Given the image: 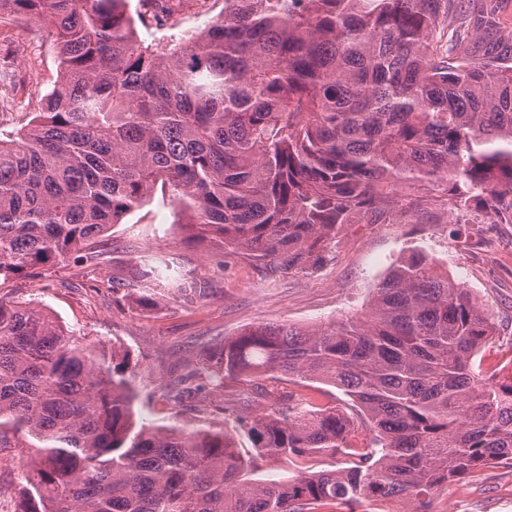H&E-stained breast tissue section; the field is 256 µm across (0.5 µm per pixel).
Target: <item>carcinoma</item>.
<instances>
[{
  "label": "carcinoma",
  "mask_w": 512,
  "mask_h": 512,
  "mask_svg": "<svg viewBox=\"0 0 512 512\" xmlns=\"http://www.w3.org/2000/svg\"><path fill=\"white\" fill-rule=\"evenodd\" d=\"M508 0H224L188 37L146 44L128 0H0L48 24L58 81L0 138V277L99 263L98 243L159 188L207 238L269 272L322 265L346 224L410 209L512 224ZM137 307L201 301L194 278L135 267ZM490 315L416 250L365 317L258 323L202 353L166 393L242 382L236 427L150 425L135 365L44 305L0 296V448H30L16 512H354L512 469V374L477 365ZM311 381L343 407L287 390ZM244 433L255 454L243 457ZM339 458L278 483L260 460Z\"/></svg>",
  "instance_id": "1"
}]
</instances>
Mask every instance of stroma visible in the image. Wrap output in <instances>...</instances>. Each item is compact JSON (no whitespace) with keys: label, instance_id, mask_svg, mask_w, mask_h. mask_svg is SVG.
I'll return each mask as SVG.
<instances>
[{"label":"stroma","instance_id":"obj_1","mask_svg":"<svg viewBox=\"0 0 512 512\" xmlns=\"http://www.w3.org/2000/svg\"><path fill=\"white\" fill-rule=\"evenodd\" d=\"M224 0H183L170 19L138 24L146 43L188 37L216 20ZM56 44L46 23L0 17V97L13 109L0 112V130L12 132L40 112L57 80ZM101 244L108 260L98 266L69 261L0 279V296L46 305L64 327L86 341L116 340L136 365L135 409L147 423L232 425V393L178 406L162 392L187 371L201 351L255 323L290 322L316 327L361 315L389 266L415 250L427 251L441 269L464 282L496 324L479 355L483 369L512 360V224H455L433 210L407 214L392 224H348L337 234L324 264L309 272L268 273L224 253L210 241L189 240L183 216L169 196L155 193ZM146 262L165 276L207 281L202 302L165 296L151 310L133 305L119 281ZM26 464L15 448H0V504L14 512ZM434 512H512V469L475 470L434 500Z\"/></svg>","mask_w":512,"mask_h":512}]
</instances>
